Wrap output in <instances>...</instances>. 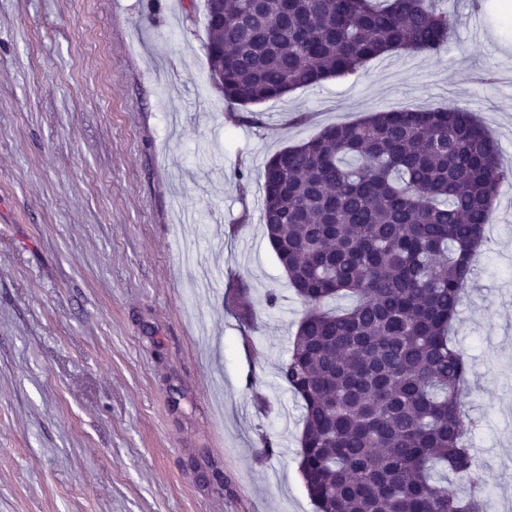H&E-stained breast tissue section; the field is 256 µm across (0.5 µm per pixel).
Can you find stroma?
<instances>
[{
	"mask_svg": "<svg viewBox=\"0 0 512 512\" xmlns=\"http://www.w3.org/2000/svg\"><path fill=\"white\" fill-rule=\"evenodd\" d=\"M437 7L439 56L242 106L210 76L204 0H0V512H315L277 376L305 305L263 166L331 124L449 106L512 169V0ZM486 237L452 340L486 503L512 512V187Z\"/></svg>",
	"mask_w": 512,
	"mask_h": 512,
	"instance_id": "35a3bbf8",
	"label": "stroma"
}]
</instances>
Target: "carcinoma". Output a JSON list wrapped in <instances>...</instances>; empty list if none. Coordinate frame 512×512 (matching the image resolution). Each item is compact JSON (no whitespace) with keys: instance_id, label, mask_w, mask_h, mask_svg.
Segmentation results:
<instances>
[{"instance_id":"carcinoma-1","label":"carcinoma","mask_w":512,"mask_h":512,"mask_svg":"<svg viewBox=\"0 0 512 512\" xmlns=\"http://www.w3.org/2000/svg\"><path fill=\"white\" fill-rule=\"evenodd\" d=\"M433 2L205 0L211 76L256 105L392 51L437 56L453 23ZM510 178L476 116L440 106L329 125L266 162L264 233L306 305L278 378L303 409L317 512H483L460 395L473 365L449 333ZM336 298L352 304L324 310Z\"/></svg>"}]
</instances>
